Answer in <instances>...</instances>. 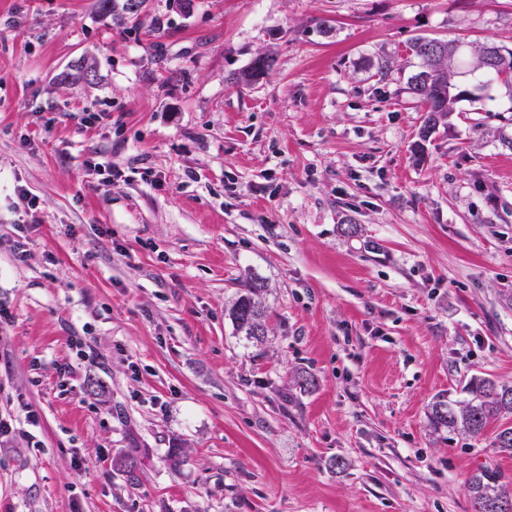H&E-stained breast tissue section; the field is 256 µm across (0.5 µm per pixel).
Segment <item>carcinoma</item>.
Segmentation results:
<instances>
[{"instance_id":"cac0c4a2","label":"carcinoma","mask_w":512,"mask_h":512,"mask_svg":"<svg viewBox=\"0 0 512 512\" xmlns=\"http://www.w3.org/2000/svg\"><path fill=\"white\" fill-rule=\"evenodd\" d=\"M408 49L420 61V70L410 78L409 90L423 108L419 139L425 142L440 123L451 118L456 104L465 96V91L457 89L451 81L453 65L460 61L461 46L456 41L417 37L411 40ZM487 49L485 44L475 53L473 71L478 73V83L512 85V52L508 62L495 72L488 68ZM260 289L259 284L251 285L228 309L235 331L256 342L263 341L267 335L266 310L259 300ZM466 394L467 398L453 404L445 397L438 398L431 407L432 423L471 436L480 435L493 426L494 447L512 455V425H505L512 416V385L476 378L466 388ZM114 465L129 485L139 483L144 461L137 450L118 455ZM468 488L473 512H512V494L489 471L474 473Z\"/></svg>"}]
</instances>
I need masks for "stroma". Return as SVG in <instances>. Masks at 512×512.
<instances>
[{
  "mask_svg": "<svg viewBox=\"0 0 512 512\" xmlns=\"http://www.w3.org/2000/svg\"><path fill=\"white\" fill-rule=\"evenodd\" d=\"M123 4L0 0V512H472L476 471L512 485L492 432L429 418L512 384V87L471 67L512 48V0ZM418 36L483 96L420 161ZM84 56L99 83L60 84ZM254 282L258 345L225 313ZM114 465L116 469L125 478L130 486L137 485L140 481V475L144 467L143 457L137 450L126 451L115 458Z\"/></svg>",
  "mask_w": 512,
  "mask_h": 512,
  "instance_id": "obj_1",
  "label": "stroma"
}]
</instances>
